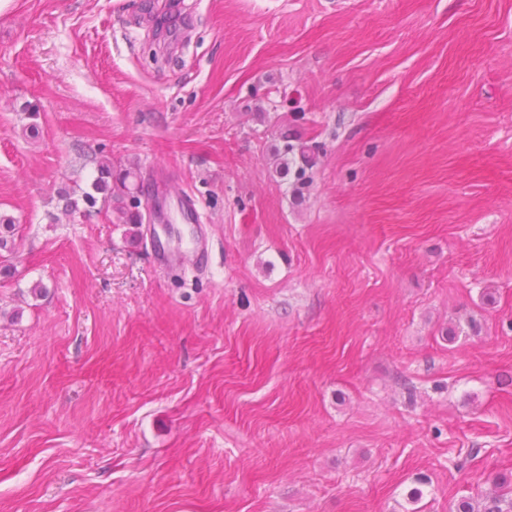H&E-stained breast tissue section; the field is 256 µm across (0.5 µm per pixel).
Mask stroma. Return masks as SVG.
<instances>
[{"mask_svg": "<svg viewBox=\"0 0 512 512\" xmlns=\"http://www.w3.org/2000/svg\"><path fill=\"white\" fill-rule=\"evenodd\" d=\"M165 2L0 8V512H456L512 483V0H184L156 56ZM288 139L312 168L277 172ZM103 159L170 220L194 199L206 270L65 210Z\"/></svg>", "mask_w": 512, "mask_h": 512, "instance_id": "obj_1", "label": "stroma"}]
</instances>
